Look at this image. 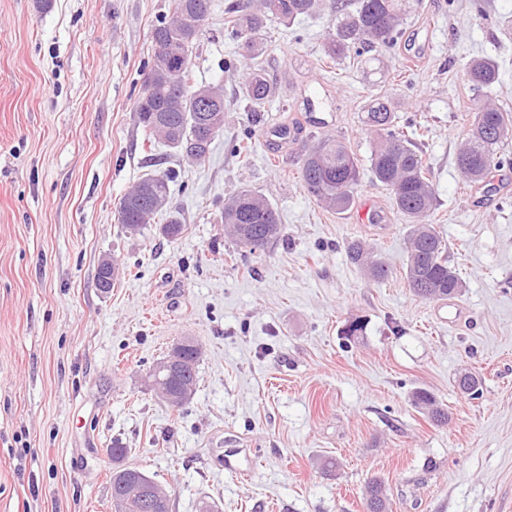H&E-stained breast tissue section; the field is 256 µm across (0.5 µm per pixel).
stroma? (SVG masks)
<instances>
[{
	"label": "stroma",
	"mask_w": 512,
	"mask_h": 512,
	"mask_svg": "<svg viewBox=\"0 0 512 512\" xmlns=\"http://www.w3.org/2000/svg\"><path fill=\"white\" fill-rule=\"evenodd\" d=\"M230 0H211L190 68L220 82L224 130L191 164L149 143L135 101L151 29L169 0H0V512H110L120 443L124 465L167 488L172 512H367L383 482L389 512H512V187L473 202L456 154L477 98L462 60L492 58L489 94L512 111V0H420L394 45L372 62L324 56L332 12L272 24L260 63L281 93L259 123L238 95L247 67L224 36ZM486 17H478L477 6ZM323 104L293 148L260 135ZM418 145L438 199L432 219L465 288L424 300L404 275L405 217L373 182L375 93ZM257 130L247 156L232 149ZM332 134L359 161L356 205L339 214L304 191L313 136ZM176 169L170 208L182 232L133 233L118 221L129 186ZM250 187L275 206L283 237L242 252L221 211ZM381 211L364 223L360 203ZM362 240L388 269L370 279L345 245ZM119 275L96 286L103 258ZM362 319V336L341 331ZM202 348L183 408L145 383L182 338ZM482 379L462 393L459 373ZM432 393L448 420L413 402ZM246 474L230 473L226 459Z\"/></svg>",
	"instance_id": "35a3bbf8"
}]
</instances>
